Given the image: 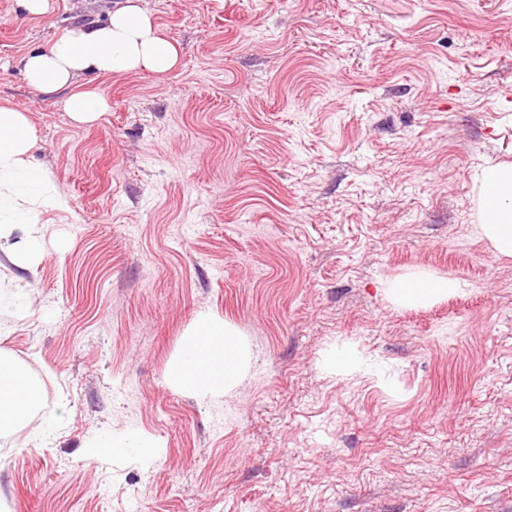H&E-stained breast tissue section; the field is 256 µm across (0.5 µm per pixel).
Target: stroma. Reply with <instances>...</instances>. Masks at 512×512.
I'll return each instance as SVG.
<instances>
[{
  "label": "stroma",
  "instance_id": "stroma-1",
  "mask_svg": "<svg viewBox=\"0 0 512 512\" xmlns=\"http://www.w3.org/2000/svg\"><path fill=\"white\" fill-rule=\"evenodd\" d=\"M50 2L0 0V106L65 201L0 253V351L42 396L0 433V512H512V257L474 231L512 0H139L178 63L77 76L88 123L21 60L124 0ZM417 267L461 292L394 306ZM204 315L250 352L218 397L169 379ZM336 344L380 378L326 371ZM104 432L160 453L87 458Z\"/></svg>",
  "mask_w": 512,
  "mask_h": 512
}]
</instances>
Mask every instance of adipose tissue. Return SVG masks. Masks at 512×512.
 <instances>
[{"instance_id": "ef3b65f1", "label": "adipose tissue", "mask_w": 512, "mask_h": 512, "mask_svg": "<svg viewBox=\"0 0 512 512\" xmlns=\"http://www.w3.org/2000/svg\"><path fill=\"white\" fill-rule=\"evenodd\" d=\"M178 61L176 47L161 37L148 13L137 0H126L106 22L77 26L48 49L28 54L23 60L27 84L42 94L62 95L63 108L74 119L89 121L107 108L95 88L74 82L82 73L109 76L116 73L161 74ZM35 138L20 107H0V233L22 230L18 251L32 250L36 228L23 212L26 202L61 204L51 192L45 172L31 160ZM483 193H496L497 206H485L477 233L494 254L512 256V166L484 168L479 176ZM460 284L439 278L425 269L383 284V292L395 305L415 307L458 293ZM249 365V352L239 333L226 323L201 316L170 370L173 384L194 392L217 396L236 386ZM40 403V391L27 371L12 357L0 352V432L24 429ZM159 444L147 435L109 436L94 439L85 453L95 459L104 454L132 456L152 461Z\"/></svg>"}]
</instances>
